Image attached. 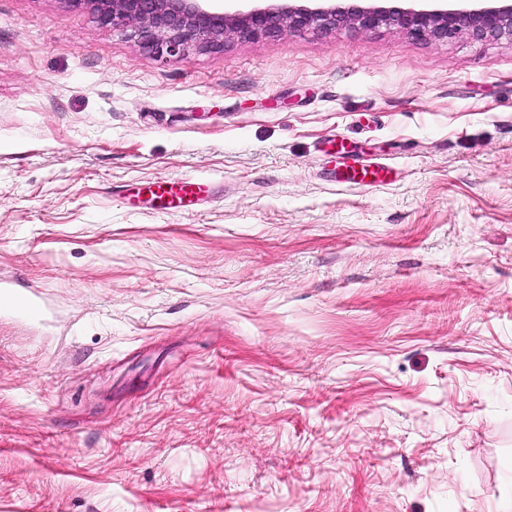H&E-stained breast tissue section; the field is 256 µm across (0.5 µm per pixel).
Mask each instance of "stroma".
I'll return each instance as SVG.
<instances>
[{"label":"stroma","mask_w":512,"mask_h":512,"mask_svg":"<svg viewBox=\"0 0 512 512\" xmlns=\"http://www.w3.org/2000/svg\"><path fill=\"white\" fill-rule=\"evenodd\" d=\"M0 512H512V40L0 0ZM342 159V168L340 171V182L354 184L364 187H372L378 184L383 176L387 173V167L381 165H365L358 161L352 163L346 162L348 156L343 155L339 157ZM204 182L196 177L155 180L146 188L144 201L163 214L170 210H190L200 200Z\"/></svg>","instance_id":"stroma-1"}]
</instances>
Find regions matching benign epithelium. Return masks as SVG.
I'll use <instances>...</instances> for the list:
<instances>
[{
    "instance_id": "benign-epithelium-1",
    "label": "benign epithelium",
    "mask_w": 512,
    "mask_h": 512,
    "mask_svg": "<svg viewBox=\"0 0 512 512\" xmlns=\"http://www.w3.org/2000/svg\"><path fill=\"white\" fill-rule=\"evenodd\" d=\"M88 10L103 28H129L140 48L164 59L194 48L217 49L230 39L247 41L285 31L354 28L373 31L393 25L418 40H448L467 34L477 40H512V0H437L428 8L399 0H280L229 10L224 0H65Z\"/></svg>"
}]
</instances>
